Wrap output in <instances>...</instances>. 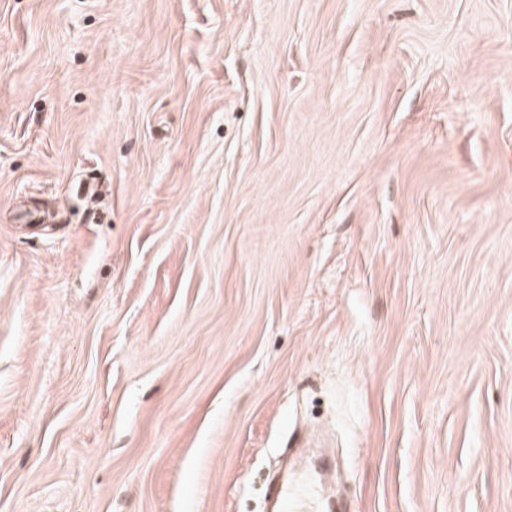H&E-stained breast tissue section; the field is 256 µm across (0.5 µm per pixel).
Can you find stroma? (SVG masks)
<instances>
[{
    "label": "stroma",
    "mask_w": 512,
    "mask_h": 512,
    "mask_svg": "<svg viewBox=\"0 0 512 512\" xmlns=\"http://www.w3.org/2000/svg\"><path fill=\"white\" fill-rule=\"evenodd\" d=\"M512 512V0H0V512ZM277 512H303L307 510L305 496L293 485H286L278 491Z\"/></svg>",
    "instance_id": "35a3bbf8"
}]
</instances>
